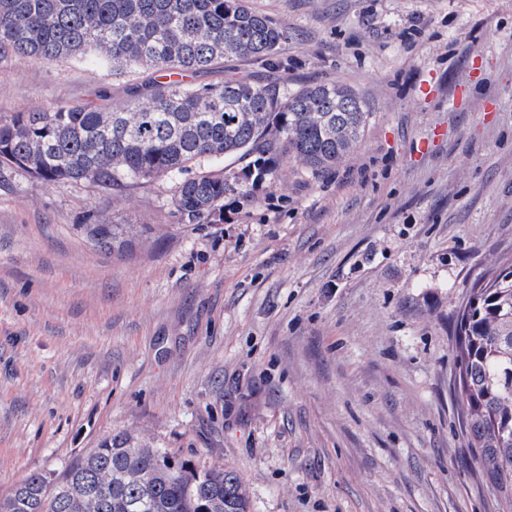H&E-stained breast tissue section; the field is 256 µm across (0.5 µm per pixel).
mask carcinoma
<instances>
[{
    "label": "carcinoma",
    "mask_w": 512,
    "mask_h": 512,
    "mask_svg": "<svg viewBox=\"0 0 512 512\" xmlns=\"http://www.w3.org/2000/svg\"><path fill=\"white\" fill-rule=\"evenodd\" d=\"M288 29L249 0H0V55L32 61L84 57L117 76L139 67L166 81L128 88L110 110L69 104L0 119V165L45 182H90L122 191L140 180L174 182L183 224L224 221L238 177L204 169L236 156L260 179L284 158L314 173L338 165L363 135L368 112L345 85L229 79L192 86L181 76L224 57L284 68ZM112 251L115 229H87ZM454 387L463 433L481 479L512 512V262L477 282L458 312ZM233 470L194 471L125 434L103 440L53 481L30 475L0 498V512H249Z\"/></svg>",
    "instance_id": "obj_1"
}]
</instances>
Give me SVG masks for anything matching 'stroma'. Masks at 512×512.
<instances>
[{
    "label": "stroma",
    "mask_w": 512,
    "mask_h": 512,
    "mask_svg": "<svg viewBox=\"0 0 512 512\" xmlns=\"http://www.w3.org/2000/svg\"><path fill=\"white\" fill-rule=\"evenodd\" d=\"M251 2L288 30L289 85L359 94L360 143L328 173L243 180L220 224L180 223L165 178L112 194L0 165V496L125 433L237 472L251 512H499L452 324L512 260V0ZM272 76L229 60L187 81ZM127 83L1 55L0 117L120 106ZM87 222L124 225L122 247Z\"/></svg>",
    "instance_id": "35a3bbf8"
}]
</instances>
